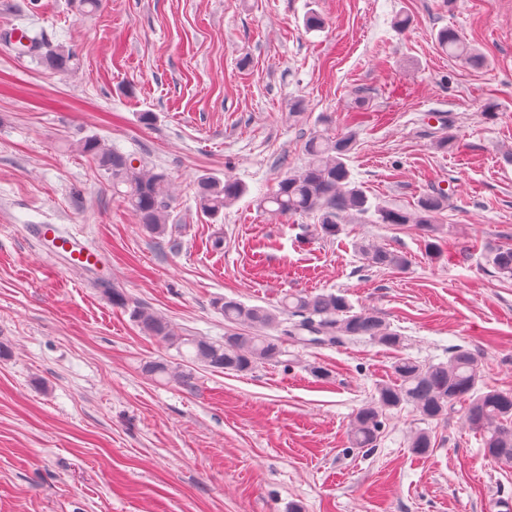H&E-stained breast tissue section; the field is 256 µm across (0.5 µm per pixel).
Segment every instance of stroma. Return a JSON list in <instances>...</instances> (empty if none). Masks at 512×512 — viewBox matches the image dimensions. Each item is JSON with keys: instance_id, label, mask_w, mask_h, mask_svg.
<instances>
[{"instance_id": "obj_1", "label": "stroma", "mask_w": 512, "mask_h": 512, "mask_svg": "<svg viewBox=\"0 0 512 512\" xmlns=\"http://www.w3.org/2000/svg\"><path fill=\"white\" fill-rule=\"evenodd\" d=\"M325 21L304 27L307 12ZM409 15L405 33L393 28ZM452 27L473 68L435 42ZM74 49L52 73L4 35ZM494 102L493 114L483 110ZM153 113V124L140 121ZM370 202L413 209L448 195L442 231L309 216L257 201L306 161L313 135L342 136ZM94 136L170 176L172 238L147 235L96 163ZM243 182L218 218L196 206L204 173ZM54 224L101 253L97 269L52 261L27 226ZM224 246H213L215 236ZM405 254L369 266L362 246ZM512 0H0V512H492L512 466L485 458L461 406L439 420L390 410L372 450L350 424L401 357L477 350L485 386L512 391ZM110 281L183 334L223 339L226 297L277 308L289 292L345 295L402 338L288 346L244 373L194 366L193 388L142 367L176 350L95 288ZM429 432L419 457L410 441Z\"/></svg>"}]
</instances>
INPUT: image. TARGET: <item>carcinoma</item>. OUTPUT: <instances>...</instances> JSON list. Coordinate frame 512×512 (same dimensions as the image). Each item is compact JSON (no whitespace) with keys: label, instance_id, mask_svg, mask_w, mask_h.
<instances>
[{"label":"carcinoma","instance_id":"1","mask_svg":"<svg viewBox=\"0 0 512 512\" xmlns=\"http://www.w3.org/2000/svg\"><path fill=\"white\" fill-rule=\"evenodd\" d=\"M25 39V35H20L18 49L35 52L40 64L49 70H68L76 61L68 50H46L35 41L26 45ZM437 43L451 57L472 67L483 65L482 55L455 29L439 30ZM358 127L359 124H354L347 134L337 138L325 134L312 136L305 143V165L281 177L277 191L262 199L260 205H270L271 214L277 216L310 215L316 221L314 230L325 236L338 234L345 217L364 220L369 213L379 224H412L432 236L439 233L440 216L447 204V196L441 191L420 197L411 211L369 203L364 191L352 180L348 166L349 155L358 146ZM77 147L95 160L111 181L112 189L123 196L150 236L167 235L172 198L168 191L170 178L164 170L138 164L136 158L96 137L78 142ZM246 193L247 188L240 181L203 175L197 179L196 203L202 214L215 217ZM365 254L368 262L379 268L403 269L408 264L404 254L386 248H367ZM491 264L499 275L512 277V248L495 252ZM99 287L112 305L132 307L131 317L145 334L176 349L187 361L216 372H247L260 364H282L283 345L287 341L295 346L342 347L367 337L386 347L401 343V336L390 330L377 313L365 309L352 311V305L342 294H289L276 311L219 297L213 305L230 326L221 342L181 334L150 307L130 304L121 289L105 281ZM272 331L276 335H270ZM144 371L151 377L173 380L188 388L194 379L191 370L173 368L164 361L151 362ZM393 371L395 381L379 386L356 413L350 429L353 447L374 446L381 418L388 410L411 405L426 419L437 420L447 414L448 407L462 403L469 425L482 435L485 456L503 466H512V392L478 388L481 374L473 352L457 347L451 351L448 362L429 365L401 358ZM432 448L431 436L426 432L416 434L410 443L411 452L417 456L430 454Z\"/></svg>","mask_w":512,"mask_h":512}]
</instances>
